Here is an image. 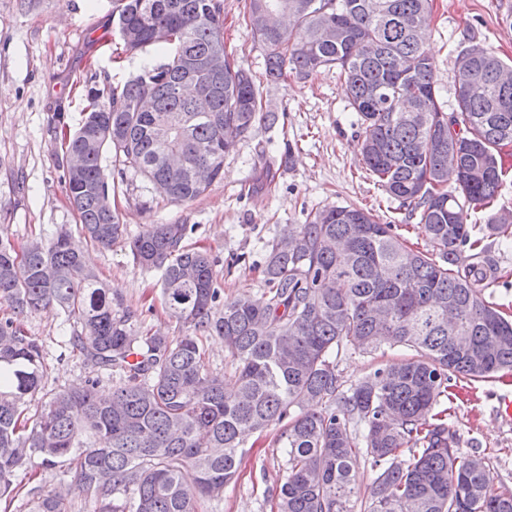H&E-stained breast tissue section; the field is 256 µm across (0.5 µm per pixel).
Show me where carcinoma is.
<instances>
[{"mask_svg":"<svg viewBox=\"0 0 512 512\" xmlns=\"http://www.w3.org/2000/svg\"><path fill=\"white\" fill-rule=\"evenodd\" d=\"M245 9L267 82L340 71L363 126L367 170L405 221L422 225L433 252L412 248L363 208L318 211L264 246L261 296L225 300L211 254L185 245L189 225L147 224L128 246L135 264L160 272L162 304L183 332L170 337L139 330L137 313L99 280L70 232L19 251L1 236L0 302L13 316L0 320V503L10 506L15 474L35 453L45 468L68 464L92 512H197L199 499L235 479L242 434L278 426L288 468L277 512H512V491L485 457L461 454L440 408L454 396L453 380L512 371V316L479 288L497 279L491 241H512V211L494 209L500 153L512 145V83L497 71L512 66L479 44L461 51L456 64L469 61L484 95L459 93L448 113L426 31L405 24L430 17L432 0H246ZM268 9L292 27L259 25ZM112 26L124 51L155 47L163 60L90 91L83 122L63 133L67 154L85 157L79 175L64 174L67 196L81 234L101 248L127 235L107 207L105 153L122 170L171 183L168 201L178 203L224 177V158L256 124L280 119L263 111L253 75L228 53L224 71L209 77L213 93L172 94L185 58L224 48V0H112ZM416 106L423 125L408 119ZM169 112L193 122L165 143L156 128ZM173 150L186 163L167 165ZM197 166L210 169L209 181L192 179ZM483 209L487 222L469 223ZM48 307L80 325L72 349L121 382L104 396L95 378L54 390L27 417L45 374L42 345L20 320ZM206 336L220 337L235 364L230 393L206 368ZM383 344L408 357L345 387L342 355ZM360 455L375 473L364 498ZM30 495L29 512H68L52 491Z\"/></svg>","mask_w":512,"mask_h":512,"instance_id":"obj_1","label":"carcinoma"}]
</instances>
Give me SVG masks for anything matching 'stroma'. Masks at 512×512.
I'll return each instance as SVG.
<instances>
[{"mask_svg": "<svg viewBox=\"0 0 512 512\" xmlns=\"http://www.w3.org/2000/svg\"><path fill=\"white\" fill-rule=\"evenodd\" d=\"M243 0H224V39L228 53L250 68L265 110L281 113L273 128L256 126L224 159V177L200 197L168 203L134 172L115 183L120 221L129 235L147 224H190L187 243L209 248L225 297L261 295L263 246L284 225L304 223L321 209L357 204L377 221L397 225L415 247L430 244L420 225L402 224V211L370 179L358 150L361 123L352 112L338 70L322 71L280 85L264 76V53L254 40ZM112 0H0V236L16 247L49 240L60 228L77 230L63 173L65 147L53 129L58 120L77 127L89 88H103L137 75L160 52L116 53ZM480 43L512 61V0H433L428 47L434 56L441 101L455 105L458 52ZM86 256L99 279L121 293L126 305L143 311L145 329L180 335L164 311L158 276L142 271L124 242L102 249L86 244ZM28 335L45 349V388L70 387L99 377V391H111L115 376L98 374L64 344L70 333L63 315L47 308L22 321ZM512 394L501 378L461 380L448 423L456 429L462 454L480 450L499 484L512 490V421L497 414L498 400ZM237 478L215 499H203V512H275V497L286 475L283 451L272 434H250ZM21 492L12 512H26V490L35 484L63 491L72 512H90L66 468L34 465L15 477Z\"/></svg>", "mask_w": 512, "mask_h": 512, "instance_id": "obj_1", "label": "stroma"}]
</instances>
